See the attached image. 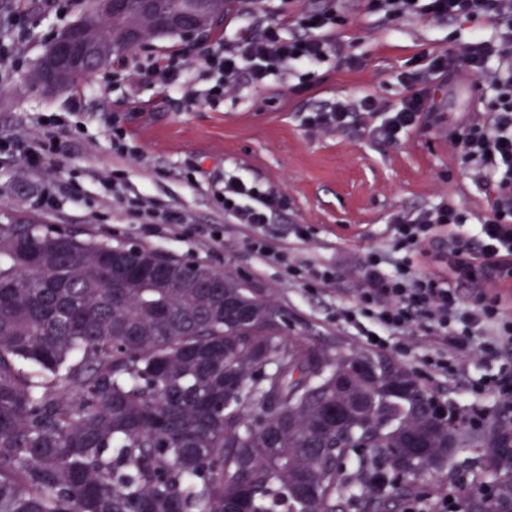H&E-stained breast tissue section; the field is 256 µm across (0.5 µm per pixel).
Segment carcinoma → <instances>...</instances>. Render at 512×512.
<instances>
[{
  "instance_id": "obj_1",
  "label": "carcinoma",
  "mask_w": 512,
  "mask_h": 512,
  "mask_svg": "<svg viewBox=\"0 0 512 512\" xmlns=\"http://www.w3.org/2000/svg\"><path fill=\"white\" fill-rule=\"evenodd\" d=\"M287 331L204 264L0 224V512H393L472 448L496 494L464 512L512 508V417L439 420L403 364Z\"/></svg>"
}]
</instances>
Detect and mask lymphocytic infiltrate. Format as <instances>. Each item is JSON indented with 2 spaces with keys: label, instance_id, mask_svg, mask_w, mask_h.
<instances>
[{
  "label": "lymphocytic infiltrate",
  "instance_id": "f902f5d3",
  "mask_svg": "<svg viewBox=\"0 0 512 512\" xmlns=\"http://www.w3.org/2000/svg\"><path fill=\"white\" fill-rule=\"evenodd\" d=\"M347 7L348 0H322L319 7L296 16L294 34L284 35L281 25L266 23L259 33L218 45L203 58L212 96L224 97L246 84L261 86L291 66L322 60L333 46L332 33ZM369 9L386 20L485 18L495 26L493 36L476 32L463 43L464 73L474 82L490 79L494 101L485 111L460 113L456 125L470 163L492 180L489 215L467 232L461 229L466 216L456 207L421 209L395 218L390 248L370 251L361 262L356 305L338 311L339 318L369 346L384 348L390 335L427 336L440 351L431 364L444 372L448 359L443 352L461 338L512 345V320L503 314L505 298L499 291L500 284L512 280V0H369ZM447 68L445 57L438 56L419 73L406 76V83L416 90L393 111H384L375 98L366 96L309 113L305 123L324 132L361 116L371 122L372 135L396 141L420 124H439L440 115L424 86ZM38 126L40 134L32 145L1 138L0 163L20 170L41 168L55 133L50 120H39ZM224 200L225 215L245 231L254 253L282 264L290 276L306 282L335 281L334 267L301 258L288 247L274 248L262 235L264 225L285 204L278 191L261 192L235 177L224 183ZM439 236L444 242L437 270H416L412 255ZM463 287L477 291L478 306L464 305L459 295Z\"/></svg>",
  "mask_w": 512,
  "mask_h": 512
}]
</instances>
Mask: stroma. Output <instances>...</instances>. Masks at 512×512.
I'll return each instance as SVG.
<instances>
[{"mask_svg": "<svg viewBox=\"0 0 512 512\" xmlns=\"http://www.w3.org/2000/svg\"><path fill=\"white\" fill-rule=\"evenodd\" d=\"M316 3L256 0L250 8L236 0L208 31L147 37L115 56L110 67L49 92L32 86L30 75L60 32L85 11L87 0H70L61 13L50 0H0L1 22L16 15L26 20L9 63L0 67V136L31 140L43 116H54L60 124L49 166L22 174L0 165V215L33 213L53 225L95 230L116 245L153 248L207 264L286 307L292 328L330 346L341 340L363 349L361 338L337 322L335 313L355 304L360 263L369 251L389 248L393 220L447 205L465 210L475 225L489 208L491 182L475 174L460 143L448 135L458 113L482 109L484 103L453 60L429 86L443 123L416 128L397 142L371 136L356 121L317 133L303 117L367 95L393 111L411 92L401 73L419 71L431 58L453 52L470 30L489 35L493 27L485 21L436 22L421 16L388 21L361 2L337 26L336 51L316 65L272 76L265 87L246 85L236 94L211 97L210 82L199 67L205 52L253 29L254 18L281 23ZM174 49L193 65L182 82L168 86L150 69ZM118 136L128 155L113 148ZM106 175L127 195L147 196L157 212L176 210L191 224L223 225V244L147 235L111 198L101 182ZM230 176L285 196L286 205L267 234L279 245L288 225H309L311 241L300 251L334 266L335 283L291 279L282 266L247 249L220 205ZM46 191L55 196L56 206L39 204ZM398 346V338H389L386 355L442 401L466 413L478 407L492 418L503 415L498 388L485 382L502 369L512 370V348L487 353L469 343L449 348L448 370L441 373L429 364L435 348L426 337H413L404 353Z\"/></svg>", "mask_w": 512, "mask_h": 512, "instance_id": "stroma-1", "label": "stroma"}]
</instances>
